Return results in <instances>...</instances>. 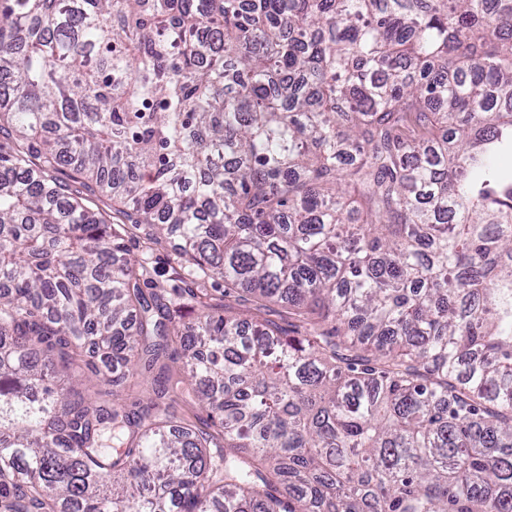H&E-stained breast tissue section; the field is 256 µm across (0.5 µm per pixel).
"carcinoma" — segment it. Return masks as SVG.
I'll use <instances>...</instances> for the list:
<instances>
[{"instance_id": "1", "label": "carcinoma", "mask_w": 512, "mask_h": 512, "mask_svg": "<svg viewBox=\"0 0 512 512\" xmlns=\"http://www.w3.org/2000/svg\"><path fill=\"white\" fill-rule=\"evenodd\" d=\"M503 152L512 0H0V512H512ZM145 231L137 230L134 234L125 237L124 246L127 257L138 262L144 261L151 271L154 282L165 286L178 285L181 288H198L200 281L190 280L172 281L173 254L168 243L148 244L145 240ZM92 371H94V369L88 364H82L81 368L70 371L72 376L81 380L79 388L85 391V394H88L91 398H97L99 392L110 391L112 394V391H114L116 398L119 399L120 405L126 409L134 408L135 403L146 402V397L148 396L146 385L140 378H129L126 381H120L114 386H105L100 383L97 386H93Z\"/></svg>"}]
</instances>
